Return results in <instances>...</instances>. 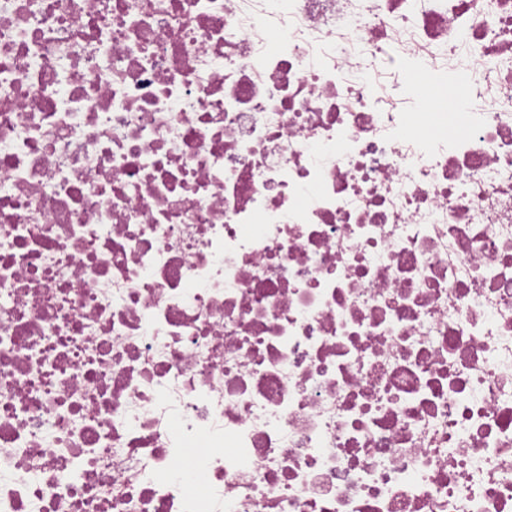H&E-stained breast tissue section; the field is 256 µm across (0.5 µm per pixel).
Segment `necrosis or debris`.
<instances>
[{
	"instance_id": "obj_1",
	"label": "necrosis or debris",
	"mask_w": 512,
	"mask_h": 512,
	"mask_svg": "<svg viewBox=\"0 0 512 512\" xmlns=\"http://www.w3.org/2000/svg\"><path fill=\"white\" fill-rule=\"evenodd\" d=\"M0 512H512V0H0Z\"/></svg>"
}]
</instances>
